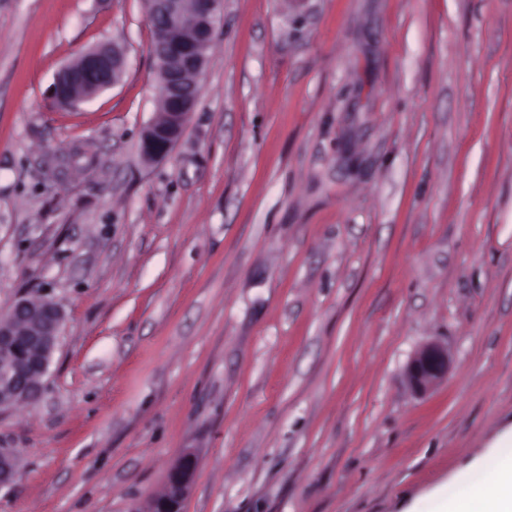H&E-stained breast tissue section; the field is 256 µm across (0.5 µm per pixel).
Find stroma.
<instances>
[{
	"label": "stroma",
	"instance_id": "stroma-1",
	"mask_svg": "<svg viewBox=\"0 0 512 512\" xmlns=\"http://www.w3.org/2000/svg\"><path fill=\"white\" fill-rule=\"evenodd\" d=\"M112 40L121 81L60 107ZM152 40L144 0H0V318L67 314L0 512L144 508L186 451L183 512H411L512 433V0H224L148 164ZM448 368V350L436 344H428L412 356L407 364L406 376L416 393L426 394L448 378Z\"/></svg>",
	"mask_w": 512,
	"mask_h": 512
}]
</instances>
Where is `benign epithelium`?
Returning <instances> with one entry per match:
<instances>
[{
  "label": "benign epithelium",
  "instance_id": "1",
  "mask_svg": "<svg viewBox=\"0 0 512 512\" xmlns=\"http://www.w3.org/2000/svg\"><path fill=\"white\" fill-rule=\"evenodd\" d=\"M151 22L170 33L164 47L154 53L159 100L167 112L142 131L140 150L143 160L154 162L165 157L182 138L187 121L199 100V78L208 63L218 15L224 0H146ZM125 65V49L117 44L97 45L81 57L79 66L65 65L60 74L67 80L75 73L91 70L101 82L81 87L78 102L86 103L120 82ZM66 322L62 304L49 291L37 299L19 296L11 316L0 320V412L19 402L35 401L45 391V377L61 331ZM448 350L428 344L407 364L406 376L412 389L425 394L448 378ZM196 470V456L184 452L167 475L165 494L143 511L178 512L187 498ZM18 461L9 448H0V490L13 485Z\"/></svg>",
  "mask_w": 512,
  "mask_h": 512
}]
</instances>
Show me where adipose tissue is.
Segmentation results:
<instances>
[{"mask_svg": "<svg viewBox=\"0 0 512 512\" xmlns=\"http://www.w3.org/2000/svg\"><path fill=\"white\" fill-rule=\"evenodd\" d=\"M489 470L495 474L490 483L485 480ZM419 512H512V434L480 468L424 501Z\"/></svg>", "mask_w": 512, "mask_h": 512, "instance_id": "adipose-tissue-1", "label": "adipose tissue"}]
</instances>
